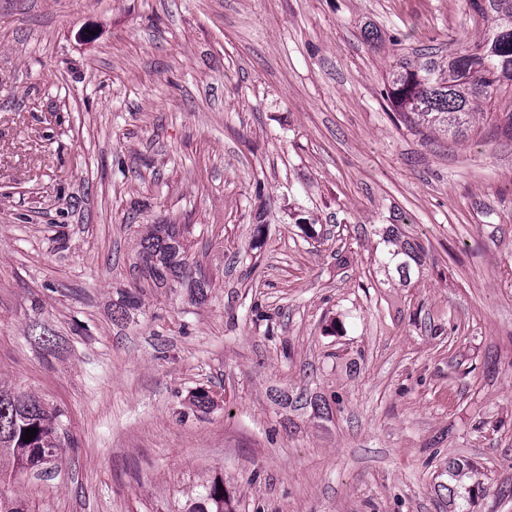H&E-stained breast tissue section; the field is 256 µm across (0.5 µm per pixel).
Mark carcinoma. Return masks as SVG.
<instances>
[{
  "label": "carcinoma",
  "mask_w": 512,
  "mask_h": 512,
  "mask_svg": "<svg viewBox=\"0 0 512 512\" xmlns=\"http://www.w3.org/2000/svg\"><path fill=\"white\" fill-rule=\"evenodd\" d=\"M487 22L483 36L459 50L438 57L431 52L392 67L387 95L414 126L435 127L466 140L476 124L505 120L512 133V109L499 108V97L512 93V0H465ZM149 278L159 288L178 281L189 266L188 247L174 224H155L141 243ZM422 246L408 245L387 252L385 262L401 273L419 261ZM60 410L31 395L0 384V481L17 472L42 469L58 459L65 445ZM37 429L30 442L25 429ZM188 512H224V489L205 488Z\"/></svg>",
  "instance_id": "cac0c4a2"
}]
</instances>
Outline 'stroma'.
<instances>
[{"mask_svg": "<svg viewBox=\"0 0 512 512\" xmlns=\"http://www.w3.org/2000/svg\"><path fill=\"white\" fill-rule=\"evenodd\" d=\"M484 27L463 0H0V381L68 434L0 493L512 512V138L385 94ZM153 224L189 247L170 288ZM186 239L176 224H154L141 243L142 260L149 278L159 288L169 287L189 266ZM423 250L420 245H408V247L396 248L394 250H388L385 256L386 264L395 266L396 270L401 273L407 274L410 268L408 259L417 263L419 259V252ZM222 488L218 489V485ZM188 512H224V485L214 482L205 488L199 499L189 508Z\"/></svg>", "mask_w": 512, "mask_h": 512, "instance_id": "1", "label": "stroma"}]
</instances>
